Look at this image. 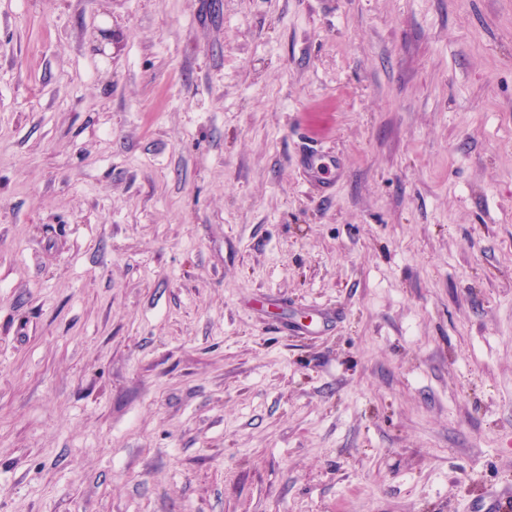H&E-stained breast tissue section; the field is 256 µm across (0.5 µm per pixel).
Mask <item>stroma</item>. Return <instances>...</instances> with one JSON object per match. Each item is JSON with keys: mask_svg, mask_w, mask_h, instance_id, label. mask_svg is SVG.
<instances>
[{"mask_svg": "<svg viewBox=\"0 0 512 512\" xmlns=\"http://www.w3.org/2000/svg\"><path fill=\"white\" fill-rule=\"evenodd\" d=\"M506 484L512 0H0V512Z\"/></svg>", "mask_w": 512, "mask_h": 512, "instance_id": "1", "label": "stroma"}]
</instances>
